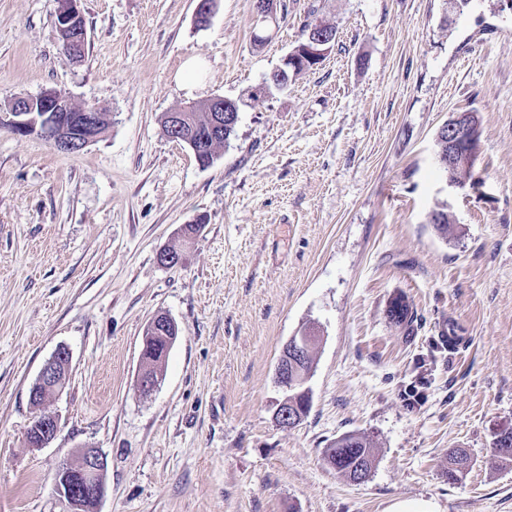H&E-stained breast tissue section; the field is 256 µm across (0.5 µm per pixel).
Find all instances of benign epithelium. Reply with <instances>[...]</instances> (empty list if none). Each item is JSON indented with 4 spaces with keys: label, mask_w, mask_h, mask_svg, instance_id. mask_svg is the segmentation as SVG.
Returning <instances> with one entry per match:
<instances>
[{
    "label": "benign epithelium",
    "mask_w": 512,
    "mask_h": 512,
    "mask_svg": "<svg viewBox=\"0 0 512 512\" xmlns=\"http://www.w3.org/2000/svg\"><path fill=\"white\" fill-rule=\"evenodd\" d=\"M57 25L60 29L72 33L63 44V50L73 56L80 51L83 14L80 0H58ZM276 0H254L253 12L255 27L264 32L278 24ZM336 41V30L332 27L315 24L309 27L305 38L297 44L284 60V65L297 69L298 66H316L331 51ZM102 108L93 106L77 109L71 101L50 89L34 97H19L8 104L9 127L17 135L36 134L44 138L56 151L63 154H77L90 143L98 139L100 112ZM209 112L210 138L195 144L188 142L194 152H212L211 143L224 136V128L232 127L238 121V108L234 101L223 97H214L205 102L186 104L167 115L171 132L184 137L185 130L191 124L192 113ZM465 127L462 124H450L448 134V159H439V163L448 167V183L461 186L464 179L458 172L470 165L468 154L457 149ZM317 336L303 330L288 339L283 346L277 366L278 382L292 395L304 392L303 385L312 370L311 353ZM69 350L60 347L43 365L37 378L30 387L32 403L41 402L45 394L59 391L66 380L70 366ZM301 416L295 412L293 403L283 400L276 410V420L280 426L291 428L297 425ZM59 419L51 412L38 413L29 426L26 439L29 444L45 446L50 444L59 432ZM107 468L103 455L94 448H86L78 460L62 459L54 474V486L59 496L67 503L66 512H84L88 502L99 504L106 493V483L99 480Z\"/></svg>",
    "instance_id": "1"
}]
</instances>
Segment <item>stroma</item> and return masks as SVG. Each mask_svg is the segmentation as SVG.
Segmentation results:
<instances>
[{"label":"stroma","instance_id":"1","mask_svg":"<svg viewBox=\"0 0 512 512\" xmlns=\"http://www.w3.org/2000/svg\"><path fill=\"white\" fill-rule=\"evenodd\" d=\"M198 3L81 0L76 60L58 0H0V512H64L54 470L85 448L107 459L97 512H512L493 450L512 431V0H281L261 45L252 0L205 29ZM307 23L335 28L331 52L266 89ZM47 89L105 108L106 133L73 155L14 134L7 103ZM217 96L239 119L204 168L161 118ZM462 112L478 152L458 189L435 140ZM397 295L412 323L387 319ZM160 313L180 336L144 396ZM307 328L311 411L284 428L278 358ZM61 346L60 431L34 448L29 389ZM348 432L373 444L361 484L325 461ZM160 318V316H156L154 317L148 324V327H147V330H146V334H145V337H144V348L146 347L147 345V342L150 341V339L154 336H151L153 335L156 331H157V328H158V324H157V320ZM158 342V345L156 343H153L151 345H147V347L144 349V353H143V356L144 358L147 360L146 361V365H147V368L145 370L146 374L153 377H149L147 376L144 372L143 373H140L137 377V380H136V388L138 390V392H140L141 394H149L151 393L154 388L156 387V384L158 381H156L158 379V369H159V375L161 373V368L160 365H162V362L164 361L166 355H168V350H165V341L161 340V339H158L157 340ZM148 347H151L153 349V351H155V354L153 355L152 352H149L148 351ZM156 351L159 352V355L156 354ZM156 379V380H155Z\"/></svg>","mask_w":512,"mask_h":512}]
</instances>
